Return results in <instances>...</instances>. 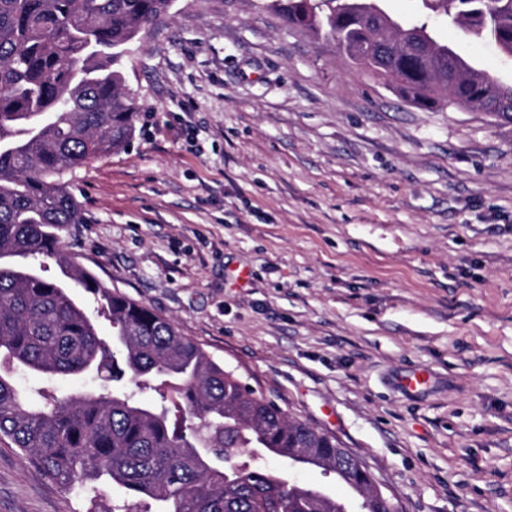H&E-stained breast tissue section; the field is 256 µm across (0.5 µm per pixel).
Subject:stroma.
Here are the masks:
<instances>
[{
	"mask_svg": "<svg viewBox=\"0 0 512 512\" xmlns=\"http://www.w3.org/2000/svg\"><path fill=\"white\" fill-rule=\"evenodd\" d=\"M433 37L512 58L420 0ZM135 136L61 246L334 437L398 512H512V122L425 110L263 0H174L124 60ZM0 441V512L111 507Z\"/></svg>",
	"mask_w": 512,
	"mask_h": 512,
	"instance_id": "35a3bbf8",
	"label": "stroma"
}]
</instances>
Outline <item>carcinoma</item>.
Returning a JSON list of instances; mask_svg holds the SVG:
<instances>
[{"mask_svg":"<svg viewBox=\"0 0 512 512\" xmlns=\"http://www.w3.org/2000/svg\"><path fill=\"white\" fill-rule=\"evenodd\" d=\"M173 0H0V437L62 488L104 480L135 512H396L327 433L292 420L213 361L178 325L106 286L66 254L59 232L84 224L73 188L90 160L128 145L138 105L127 49ZM512 58V0H422ZM290 25L323 30L362 72L390 80L411 104L482 111L512 121V82L488 79L424 22H400L373 0H270ZM52 257L64 284L38 273ZM82 288L112 341L73 297ZM24 369L55 382L102 384L58 394L22 388ZM150 390L159 401L137 393ZM298 460L336 477L356 508L291 481Z\"/></svg>","mask_w":512,"mask_h":512,"instance_id":"1","label":"carcinoma"}]
</instances>
